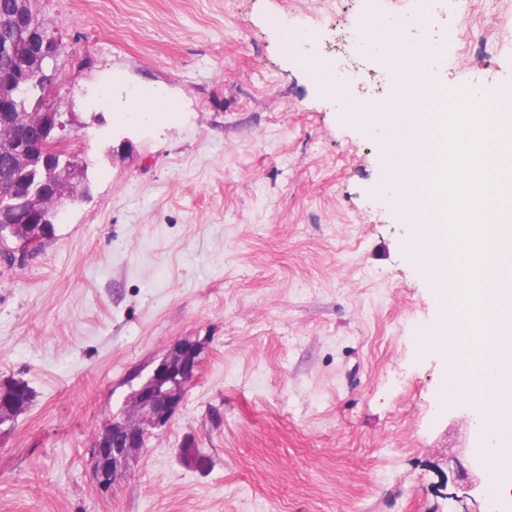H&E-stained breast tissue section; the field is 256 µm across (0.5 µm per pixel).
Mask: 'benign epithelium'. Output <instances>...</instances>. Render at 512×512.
Segmentation results:
<instances>
[{"label": "benign epithelium", "instance_id": "obj_1", "mask_svg": "<svg viewBox=\"0 0 512 512\" xmlns=\"http://www.w3.org/2000/svg\"><path fill=\"white\" fill-rule=\"evenodd\" d=\"M36 55L53 59L60 44L52 36H44L36 45ZM57 80L56 70L48 65L23 66L6 79H0V126L13 128V143L0 146V153L8 154L7 167L24 171L35 163L41 164L44 183L54 189V194L44 190L26 195L21 208L13 216L0 210V233L12 232L15 224H38L45 210L57 216L64 214V202L69 196L62 192L60 183L79 174L77 160L67 169L57 166V158L63 153L61 131L66 123L61 113L46 109L34 112L22 124L13 120L11 105L14 99L31 87L49 91ZM202 347L193 340H182L171 345L150 374L132 390L129 409L112 416V420L94 437L90 450L91 471L97 483L109 488L130 469L136 454L157 431L167 427L182 406L187 390L195 381L201 363ZM185 462L195 468L207 464V456L200 449L188 445L180 450Z\"/></svg>", "mask_w": 512, "mask_h": 512}]
</instances>
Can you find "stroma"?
<instances>
[{
  "instance_id": "1",
  "label": "stroma",
  "mask_w": 512,
  "mask_h": 512,
  "mask_svg": "<svg viewBox=\"0 0 512 512\" xmlns=\"http://www.w3.org/2000/svg\"><path fill=\"white\" fill-rule=\"evenodd\" d=\"M371 5L411 19L400 46L435 32L460 51L447 87L512 85V51L478 47L512 0H38L62 42L48 103L73 117L89 193L37 255H0V376L34 392L0 434V512H512L470 488L490 476L476 412L420 343L441 309L385 130L349 121L312 68L394 99L348 46ZM285 29L313 40L286 50ZM134 98L170 109L134 122ZM182 339L203 345L182 407L100 487L95 434ZM189 438L208 469L182 462Z\"/></svg>"
}]
</instances>
